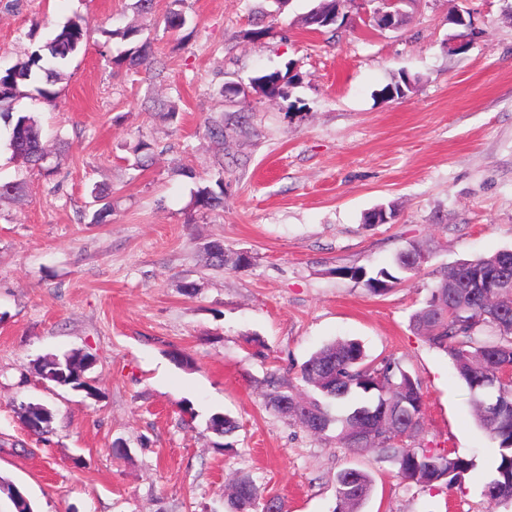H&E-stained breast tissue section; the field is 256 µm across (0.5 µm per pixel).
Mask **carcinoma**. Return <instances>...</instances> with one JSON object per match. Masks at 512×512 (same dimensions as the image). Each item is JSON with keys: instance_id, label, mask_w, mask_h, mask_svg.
I'll use <instances>...</instances> for the list:
<instances>
[{"instance_id": "1", "label": "carcinoma", "mask_w": 512, "mask_h": 512, "mask_svg": "<svg viewBox=\"0 0 512 512\" xmlns=\"http://www.w3.org/2000/svg\"><path fill=\"white\" fill-rule=\"evenodd\" d=\"M337 8L338 0H322L305 19L306 27L313 32L334 29L332 24H317V17H332ZM105 35L129 45L113 63L129 70L156 64L150 42L139 40L137 26L107 30ZM87 42V28L74 19L27 59L0 67V119L12 127L13 155L29 166H42L48 153L34 113L11 111L19 85L38 82L40 97L55 96L54 86L64 79L67 62ZM295 80L274 70L252 78L250 86L272 99L283 94L284 83ZM410 90L411 82L403 76L386 85L381 95L402 98ZM94 199L101 201V206L93 211L91 223L103 224L112 213L106 189L94 192ZM194 205L202 210L224 206V180L217 181L215 190L199 188ZM208 255L215 266L238 267L219 242L210 246ZM424 262V249L411 244L398 253L393 272L381 268L370 274L362 266H352L338 268L336 273L383 296L394 284L419 274ZM410 325L415 334L450 357L454 375L473 397L478 425L496 448L493 474L483 488L488 504L512 503V384L502 381V374L512 366V252L502 250L437 270L425 304L411 315ZM270 386L266 406L294 417L315 438L330 432L338 448L389 460L396 476L408 484L429 487L444 481L454 486L476 468L474 459L452 449L435 451L417 443L425 408L420 380L392 359L377 362L369 358L355 339L320 347L301 366L297 383L286 385L273 376ZM210 428L224 437L237 431L239 424L228 415L216 414ZM373 488L374 478L367 471L354 467L340 470L334 512H359ZM227 503L231 512H264L265 498L252 477L242 473L235 479Z\"/></svg>"}]
</instances>
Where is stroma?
I'll return each mask as SVG.
<instances>
[{
    "label": "stroma",
    "mask_w": 512,
    "mask_h": 512,
    "mask_svg": "<svg viewBox=\"0 0 512 512\" xmlns=\"http://www.w3.org/2000/svg\"><path fill=\"white\" fill-rule=\"evenodd\" d=\"M133 2L0 0L2 67L69 19L90 34L55 98L18 102L42 125L43 168L14 158L0 121V183L24 184L0 202V478L34 512H229L224 495L246 472L286 512H334L337 472L357 467L375 480L361 512H486L494 450L449 357L410 316L433 270L512 249V0H404L405 23L386 30L356 0L351 23L327 33L304 24L319 0L274 18L269 0H154L147 14ZM176 9L188 22L173 34ZM460 10L482 34L452 54ZM257 22L268 33L254 41ZM131 23L163 78L112 64L105 33ZM273 70L298 75L284 96L218 94ZM403 74L412 92L381 97ZM243 114L249 134L216 152L205 121ZM218 180L223 209H197L198 187ZM97 186L112 204L104 224L86 220ZM380 205L395 220L365 224ZM215 240L250 264L210 265ZM410 241L429 245L424 270L386 295L337 273L390 266ZM340 338L420 379L418 441L475 458L464 485L406 484L392 463L266 408L270 375L295 378ZM73 351L94 355L96 396L39 375L40 359ZM24 402L50 409L48 434L27 431ZM217 413L239 423L221 441Z\"/></svg>",
    "instance_id": "obj_1"
}]
</instances>
